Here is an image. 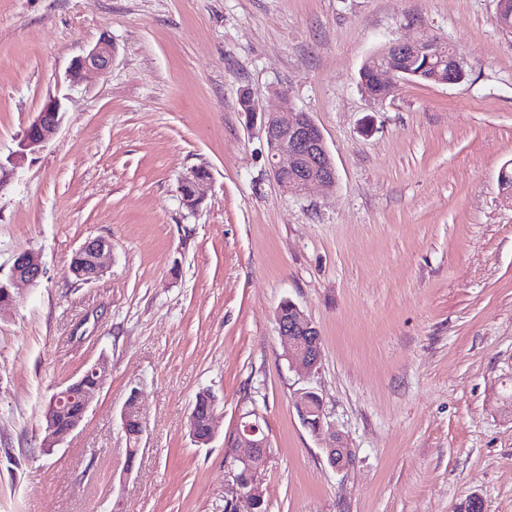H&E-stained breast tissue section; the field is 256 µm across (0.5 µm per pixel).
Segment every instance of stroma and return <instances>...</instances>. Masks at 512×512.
Returning <instances> with one entry per match:
<instances>
[{"mask_svg": "<svg viewBox=\"0 0 512 512\" xmlns=\"http://www.w3.org/2000/svg\"><path fill=\"white\" fill-rule=\"evenodd\" d=\"M105 72L72 60L102 36ZM440 38L457 84L398 82L378 102L363 62L388 42ZM262 109L320 127L334 191L285 196ZM58 134L0 191V279L17 253L46 275L0 318V512H224L243 422L270 458L267 512H512V33L496 0H0V157L49 97ZM206 167L197 210L180 178ZM106 237L103 276L68 275ZM292 300L322 339L290 365ZM109 378L82 426L42 446L47 401L97 361ZM313 389L355 457L333 470L294 395ZM147 418L133 472L119 412ZM216 398L205 447L187 422Z\"/></svg>", "mask_w": 512, "mask_h": 512, "instance_id": "obj_1", "label": "stroma"}]
</instances>
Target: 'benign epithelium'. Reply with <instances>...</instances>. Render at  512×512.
Masks as SVG:
<instances>
[{
	"mask_svg": "<svg viewBox=\"0 0 512 512\" xmlns=\"http://www.w3.org/2000/svg\"><path fill=\"white\" fill-rule=\"evenodd\" d=\"M440 40L394 41L378 52L374 67L373 82L383 89L380 95L369 89L363 92L370 98L382 101L392 92L394 81L408 74V69L423 64L433 67L432 60ZM112 60V42L104 37L86 54L73 60L68 71V80L75 84L85 71H104ZM250 114L261 113L266 143L268 164L274 181L282 192L291 198L301 197L314 186L332 190L336 187V167L326 145L324 135L307 113L288 105L276 112H266L254 99H249ZM62 121L61 102L48 99L25 130L18 150L12 152L8 164L0 162V191L9 183L32 148L45 144L58 133ZM209 178L192 169L179 182L182 204L191 211L196 210L202 200V188ZM112 250V241L104 237L89 238L78 248L84 263L70 271V275L82 284H91L103 274L102 257ZM44 266L39 254L22 252L14 256L8 281H0V313L11 309L16 302L12 286L17 282L36 284L44 276ZM279 336L286 347L290 363L313 369L321 356V338L317 326L293 302L286 301L277 312ZM106 380L105 367L95 363L87 368L74 382L53 393L44 410L45 447L50 451L66 441L84 422L89 407L103 388ZM295 406L303 425L310 433L319 437L329 426L324 405L312 390L302 389L296 393ZM120 424L125 434L141 440L146 431V421L139 402V394L131 390L120 411ZM189 434L199 447L209 445L215 437V406L194 404L189 414ZM237 447L246 449L238 457L236 471L232 472L229 493L235 499H245L251 512H257L263 499L261 470L269 457V441L256 422L243 425L238 433ZM324 451L330 467L342 470L349 466L350 449L344 439L330 430L324 442Z\"/></svg>",
	"mask_w": 512,
	"mask_h": 512,
	"instance_id": "benign-epithelium-1",
	"label": "benign epithelium"
}]
</instances>
